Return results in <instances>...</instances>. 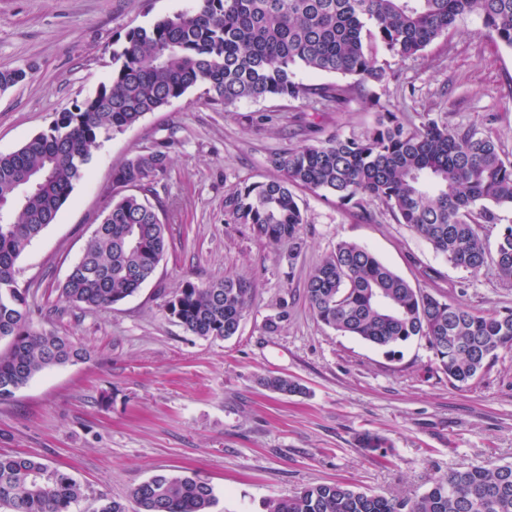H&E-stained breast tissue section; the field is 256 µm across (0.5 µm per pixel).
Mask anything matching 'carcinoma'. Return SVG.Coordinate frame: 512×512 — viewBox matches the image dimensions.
<instances>
[{
  "instance_id": "cac0c4a2",
  "label": "carcinoma",
  "mask_w": 512,
  "mask_h": 512,
  "mask_svg": "<svg viewBox=\"0 0 512 512\" xmlns=\"http://www.w3.org/2000/svg\"><path fill=\"white\" fill-rule=\"evenodd\" d=\"M469 15L512 47V0H197L191 11L156 19L126 34L109 83L94 97L58 113L48 128L16 150L0 153V402L47 368L84 361L88 351L67 336L30 324L17 262L57 218L90 162L98 138L138 124L150 112L203 86L228 107L242 100L315 96L338 107L389 78L378 53L405 59L424 51ZM351 78L345 85L307 87L295 68ZM1 70L0 90L25 80ZM171 143L128 158L112 173V201L72 265L65 302L106 310L133 296L155 274L169 240L167 208L151 203L168 165ZM282 177L246 184L230 199L235 221L273 244H288V266L303 249L306 223L293 188L336 197L343 205L383 204L455 267L492 264L512 286V224L489 246L480 229L512 209V160L472 129L433 118L407 128L379 113L362 136L331 135L276 154ZM252 285L224 277L188 282L167 301L187 332L229 338L238 331ZM305 294L316 319L344 335L389 351L427 340L448 381L466 387L512 348V310L485 314L436 296L395 273L373 252L342 240L310 273ZM273 392L303 393L296 381L266 376ZM367 452L384 439L365 432ZM83 486L39 459L0 455V508L6 512H73ZM134 507L102 496L95 512H211L213 486L192 473H160L130 493ZM268 512H512V465L467 464L437 478L414 500H399L347 483H320L272 501Z\"/></svg>"
}]
</instances>
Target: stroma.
<instances>
[{
	"instance_id": "obj_1",
	"label": "stroma",
	"mask_w": 512,
	"mask_h": 512,
	"mask_svg": "<svg viewBox=\"0 0 512 512\" xmlns=\"http://www.w3.org/2000/svg\"><path fill=\"white\" fill-rule=\"evenodd\" d=\"M195 5L0 0V71L28 73L0 91V152L109 82L112 53L129 30ZM385 62L393 77L374 97L338 108L314 97L227 108L197 87L99 139L55 222L17 262L33 327L70 337L90 357L37 374L0 404V454L38 457L73 475L85 490L74 512H93L103 494L127 500L161 472L209 482L213 512H267L270 501L310 484L412 499L460 465L512 464V349L458 388L426 340L388 354L318 322L305 296L313 268L343 240L368 247L414 286L485 313L512 309V287L493 266L453 267L380 203L366 215L302 187L305 248L291 264L287 245L258 238L226 205L244 184L278 178L273 154L331 133L362 134L382 106L409 126L429 116L475 128L512 158V49L479 17L460 20L419 55ZM167 140L171 236L154 277L106 311L66 303L60 288L112 198L113 169ZM224 276L253 286L235 336L202 339L169 316L166 303L185 282ZM267 375L303 391H268L259 383ZM364 431L386 439L383 454L358 448Z\"/></svg>"
}]
</instances>
